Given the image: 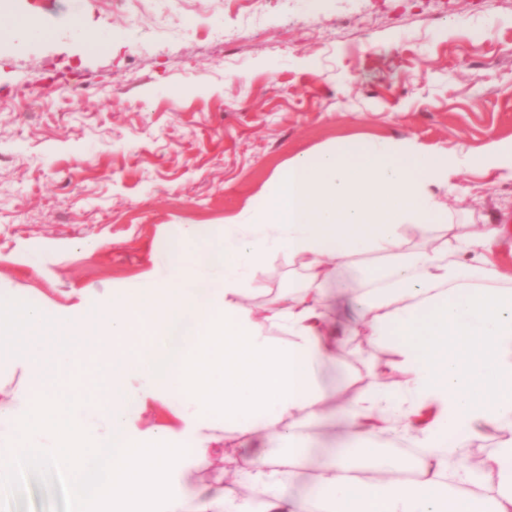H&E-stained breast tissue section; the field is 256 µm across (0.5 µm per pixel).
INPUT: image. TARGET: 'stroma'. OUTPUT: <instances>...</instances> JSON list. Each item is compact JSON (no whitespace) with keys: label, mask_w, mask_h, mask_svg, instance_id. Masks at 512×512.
<instances>
[{"label":"stroma","mask_w":512,"mask_h":512,"mask_svg":"<svg viewBox=\"0 0 512 512\" xmlns=\"http://www.w3.org/2000/svg\"><path fill=\"white\" fill-rule=\"evenodd\" d=\"M31 27L0 32V295L54 313L77 296L166 278L218 248L214 231L256 205L290 158L351 137L459 153L497 144L499 163L433 191L453 228L403 230L440 250L482 225L512 289V0H0ZM98 47H91V39ZM373 252L336 263L328 320L342 347L319 365L329 397L305 434L292 497L342 446L347 406L389 398V346L364 328ZM298 258L268 259L259 310L298 287ZM71 483L25 473L0 512H68Z\"/></svg>","instance_id":"stroma-1"}]
</instances>
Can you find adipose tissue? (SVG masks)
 <instances>
[{"label": "adipose tissue", "instance_id": "ef3b65f1", "mask_svg": "<svg viewBox=\"0 0 512 512\" xmlns=\"http://www.w3.org/2000/svg\"><path fill=\"white\" fill-rule=\"evenodd\" d=\"M458 168L412 143L346 140L291 158L263 200L225 225L206 269L186 262L113 295L108 308L81 300L50 315L0 297L10 363L30 369L41 388L36 407L22 393L0 400V473L19 463L58 470L72 481L70 512H131L150 496L155 512H512V289L471 283L477 272L499 277L488 254L503 229L484 225L483 250L473 255L464 244L428 252L402 243L405 227L452 224L431 188L452 184ZM280 251L303 257L305 279L298 293L254 310L250 286ZM368 251L390 257L368 274L376 286L363 312L371 336L393 344L387 367L405 374L398 398L368 394L350 404L346 442L328 454L306 498L288 496L293 472L263 448L239 475L253 497L218 484L158 496L186 469L224 459L223 437L209 431L214 419L302 448V429L326 398L316 365L336 345L324 306L331 263ZM267 325L287 343L266 336ZM101 364L109 376L96 398L56 385L61 374L90 375ZM155 402L177 423L141 432L140 416ZM418 404L438 411L417 438L420 477L353 476V460L368 453L366 421L397 425ZM487 425L503 430L482 463L498 477L489 499L466 491L470 469L448 468Z\"/></svg>", "mask_w": 512, "mask_h": 512}]
</instances>
